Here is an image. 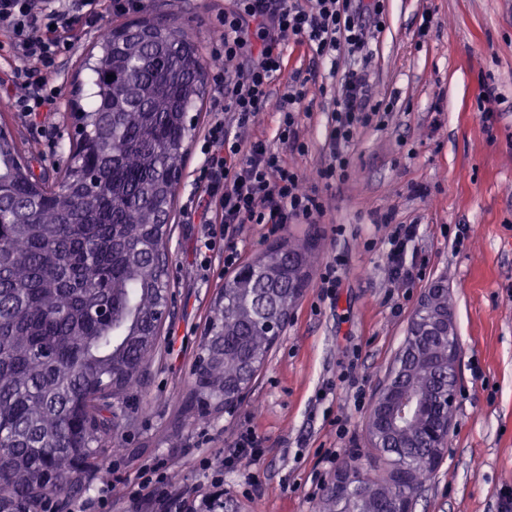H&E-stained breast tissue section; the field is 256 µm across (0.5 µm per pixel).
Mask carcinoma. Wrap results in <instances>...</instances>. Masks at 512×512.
Listing matches in <instances>:
<instances>
[{
    "instance_id": "carcinoma-1",
    "label": "carcinoma",
    "mask_w": 512,
    "mask_h": 512,
    "mask_svg": "<svg viewBox=\"0 0 512 512\" xmlns=\"http://www.w3.org/2000/svg\"><path fill=\"white\" fill-rule=\"evenodd\" d=\"M100 50L88 64L95 103L74 150L80 167L38 174L36 146L0 136V512H40L50 497L108 479L102 457L158 349L168 284L155 257L174 203L165 175L182 169V116L203 101L205 64L192 38L165 25L122 39L113 29ZM316 254L311 238L273 246L225 283L190 411L236 404L272 347L262 314H290ZM448 307L441 285L418 318ZM447 348L445 336L408 331L389 376L415 411L394 446L378 449L383 473L344 462L360 489L326 491L322 512H383L417 496L443 453L426 447L424 424L448 378Z\"/></svg>"
}]
</instances>
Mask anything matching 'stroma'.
<instances>
[{"instance_id": "35a3bbf8", "label": "stroma", "mask_w": 512, "mask_h": 512, "mask_svg": "<svg viewBox=\"0 0 512 512\" xmlns=\"http://www.w3.org/2000/svg\"><path fill=\"white\" fill-rule=\"evenodd\" d=\"M148 2L199 48L222 32L212 0ZM426 14L432 23L424 30ZM370 48L371 91L392 106L381 128L361 132L347 177L323 190L320 223L289 224L271 237L252 226L237 241L245 262L283 239H314L324 261L343 256L336 300L319 301V272L311 270L247 400L199 420L185 407L191 371L228 279L220 258L209 275L198 271V227L182 214L194 188L197 143L212 116V99L204 97L185 141L183 181L170 218V313L158 355L128 402L133 421L104 458L108 468L122 463L110 487L114 512L136 489L141 465L156 456L170 458L177 490L203 489L199 458L228 447L242 424L266 441L253 466L262 486L253 492L239 473H225L223 512H254L258 505L263 512H319L324 488L312 476L336 473L325 463L326 449H340L344 460L358 458L365 470L379 469L367 439L373 399L403 346L417 302L436 282L451 299L461 379L450 445L414 512H505L504 495L512 490V0H389L386 26L374 33ZM98 52L86 36L61 64L66 96L50 117L55 145L27 119L12 117L17 141L34 143L45 164L63 167L70 159L75 131L67 96L81 83L80 104L90 108L92 73L84 60ZM305 104L309 150L285 158L311 186L324 162L333 101L312 88ZM385 214L420 228L407 257L418 272L413 280L395 283L388 276L387 229L380 222ZM330 383L334 394L321 397ZM339 413L348 418L342 439L331 423Z\"/></svg>"}]
</instances>
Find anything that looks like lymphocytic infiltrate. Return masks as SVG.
<instances>
[{"mask_svg": "<svg viewBox=\"0 0 512 512\" xmlns=\"http://www.w3.org/2000/svg\"><path fill=\"white\" fill-rule=\"evenodd\" d=\"M386 3L233 0L230 8L219 10L224 35L207 48L214 112L198 142L201 161L193 171L198 192L183 206L187 222L199 227L195 263L201 271H210L217 255L223 256L225 270L234 269L240 260L235 241L247 225L263 226L273 234L287 224L319 223L322 197L283 157L287 151L302 155L308 150L301 109L306 88L288 86L277 99L272 89L285 68L289 45L307 46L316 57L333 63L349 58L327 126V161L318 171L319 181L327 185L342 178L360 130L390 109L384 100L369 96L367 69L368 36L385 26ZM142 7L143 0H0V59L10 70L0 103L33 123L57 111L62 94L59 64L73 53L84 31ZM273 102L281 112L276 144L246 137L259 113ZM418 234V225H391L384 243L392 279L407 276L406 256ZM264 452V440L255 430L238 427L231 447L200 459L210 484L194 495L172 489L168 458H155L143 465L124 512H220L225 473L246 470L248 482L258 485L249 466Z\"/></svg>", "mask_w": 512, "mask_h": 512, "instance_id": "1", "label": "lymphocytic infiltrate"}]
</instances>
